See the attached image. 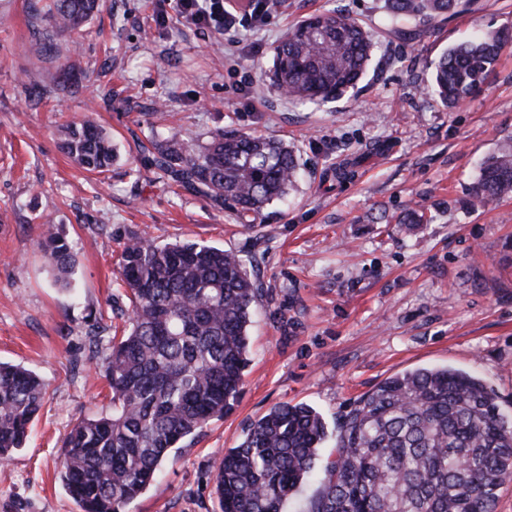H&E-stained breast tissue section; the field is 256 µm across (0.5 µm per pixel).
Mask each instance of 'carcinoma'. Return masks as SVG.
Wrapping results in <instances>:
<instances>
[{
	"mask_svg": "<svg viewBox=\"0 0 512 512\" xmlns=\"http://www.w3.org/2000/svg\"><path fill=\"white\" fill-rule=\"evenodd\" d=\"M58 34L79 35L100 0H42ZM470 0H386L395 28L468 9ZM509 37L500 30L461 41L440 56L431 89L453 108L478 95ZM372 34L344 11L307 18L273 49L266 73L279 92L321 105L357 88L373 56ZM61 149L102 174L112 139L92 122L64 127ZM166 180L229 209L251 226L283 201L297 174L288 145L263 135L213 133L198 145L171 135L153 143ZM512 196V141L483 164L469 205ZM41 244L57 281L70 285L73 255L44 225ZM119 275L129 327L107 341L104 371L112 411L81 418L63 441L62 473L81 512H123L158 476L173 449L231 411L248 364V328L261 289L239 254L199 242L156 244L133 235ZM31 370L0 363V459L23 447L42 405ZM320 412L284 403L216 459L220 512H283L316 469L327 438ZM512 480V421L480 380L459 370L396 374L361 396L337 426L334 459L308 512H494Z\"/></svg>",
	"mask_w": 512,
	"mask_h": 512,
	"instance_id": "obj_1",
	"label": "carcinoma"
}]
</instances>
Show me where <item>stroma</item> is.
<instances>
[{"instance_id": "obj_1", "label": "stroma", "mask_w": 512, "mask_h": 512, "mask_svg": "<svg viewBox=\"0 0 512 512\" xmlns=\"http://www.w3.org/2000/svg\"><path fill=\"white\" fill-rule=\"evenodd\" d=\"M385 0H279L264 23L221 34L185 23L172 0H102L78 41L54 34L30 0H0V362L46 386L23 448L0 460V512H80L62 480V441L112 409L88 334L124 327V240L232 249L260 284L249 365L234 410L174 449L125 512H218L214 460L272 407L305 403L336 426L360 396L416 368L480 379L512 418V197L474 209L483 160L512 139V46L483 91L450 109L430 93L440 55L479 29L512 31V0H473L397 31ZM342 10L377 47L357 90L296 104L263 73L307 17ZM91 118L119 149L108 172L78 168L61 127ZM224 130L297 149L285 202L248 229L173 186L144 146ZM415 210L428 222L408 233ZM56 224L76 260L53 284L39 246Z\"/></svg>"}]
</instances>
